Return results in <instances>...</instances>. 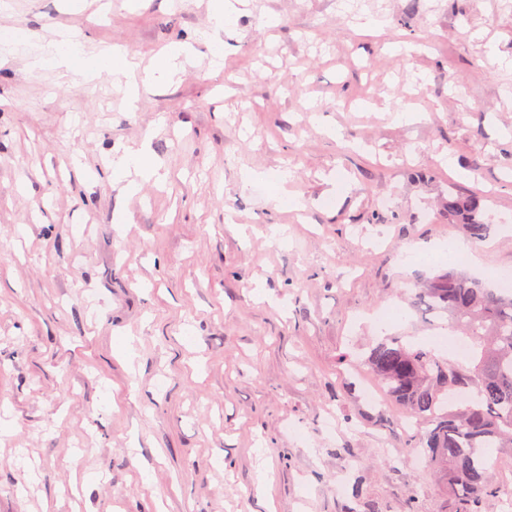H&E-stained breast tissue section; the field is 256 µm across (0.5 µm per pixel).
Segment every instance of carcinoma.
Returning <instances> with one entry per match:
<instances>
[{
    "instance_id": "carcinoma-1",
    "label": "carcinoma",
    "mask_w": 512,
    "mask_h": 512,
    "mask_svg": "<svg viewBox=\"0 0 512 512\" xmlns=\"http://www.w3.org/2000/svg\"><path fill=\"white\" fill-rule=\"evenodd\" d=\"M486 198L448 192V223L485 240ZM415 301L473 342L464 362L398 336L364 358L371 377L420 425L428 467L446 493L474 500L493 489L488 452L512 456V294L453 268L416 289Z\"/></svg>"
}]
</instances>
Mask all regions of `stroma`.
<instances>
[{
  "label": "stroma",
  "mask_w": 512,
  "mask_h": 512,
  "mask_svg": "<svg viewBox=\"0 0 512 512\" xmlns=\"http://www.w3.org/2000/svg\"><path fill=\"white\" fill-rule=\"evenodd\" d=\"M9 2L0 512H500L442 494L349 364L440 334L413 287L465 238L449 188L490 198L469 273H512V0H244L218 71L211 0ZM58 30L136 56L135 110L109 76L27 68ZM175 41L194 60L148 81ZM143 146L159 175L123 195L112 163Z\"/></svg>",
  "instance_id": "1"
}]
</instances>
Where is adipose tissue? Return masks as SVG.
<instances>
[{"instance_id": "adipose-tissue-1", "label": "adipose tissue", "mask_w": 512, "mask_h": 512, "mask_svg": "<svg viewBox=\"0 0 512 512\" xmlns=\"http://www.w3.org/2000/svg\"><path fill=\"white\" fill-rule=\"evenodd\" d=\"M70 33H60L58 38L49 42L46 52L32 61V69L51 66L62 70L72 79H86L95 73H107L113 83L124 87L129 102L137 100L135 72L138 64L134 58L118 45L91 56L84 49H72L69 46ZM159 164L147 149L141 148L128 153L122 163L113 169L112 180L120 184L123 193L132 195L140 188L141 180L150 179L158 173Z\"/></svg>"}]
</instances>
